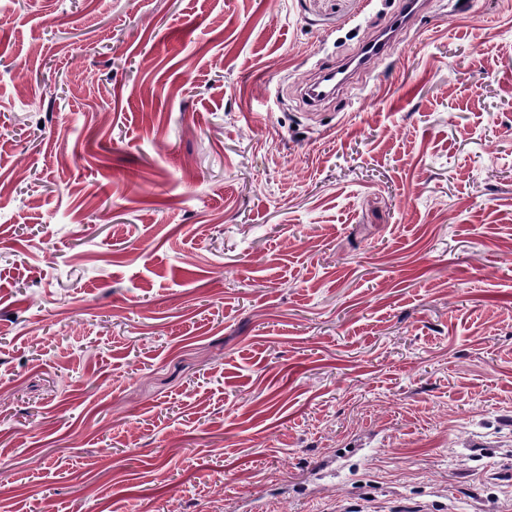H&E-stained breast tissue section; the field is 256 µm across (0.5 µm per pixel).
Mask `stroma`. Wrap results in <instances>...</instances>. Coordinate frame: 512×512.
<instances>
[{
    "label": "stroma",
    "mask_w": 512,
    "mask_h": 512,
    "mask_svg": "<svg viewBox=\"0 0 512 512\" xmlns=\"http://www.w3.org/2000/svg\"><path fill=\"white\" fill-rule=\"evenodd\" d=\"M0 0V512H512V0Z\"/></svg>",
    "instance_id": "obj_1"
}]
</instances>
